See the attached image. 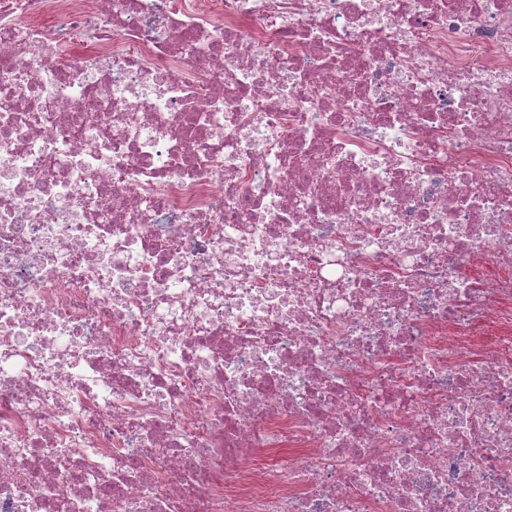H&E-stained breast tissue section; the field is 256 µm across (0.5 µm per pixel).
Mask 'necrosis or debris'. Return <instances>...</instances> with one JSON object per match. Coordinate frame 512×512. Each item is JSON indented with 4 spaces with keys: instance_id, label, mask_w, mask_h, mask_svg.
Segmentation results:
<instances>
[{
    "instance_id": "obj_1",
    "label": "necrosis or debris",
    "mask_w": 512,
    "mask_h": 512,
    "mask_svg": "<svg viewBox=\"0 0 512 512\" xmlns=\"http://www.w3.org/2000/svg\"><path fill=\"white\" fill-rule=\"evenodd\" d=\"M0 512H512V0H0Z\"/></svg>"
}]
</instances>
